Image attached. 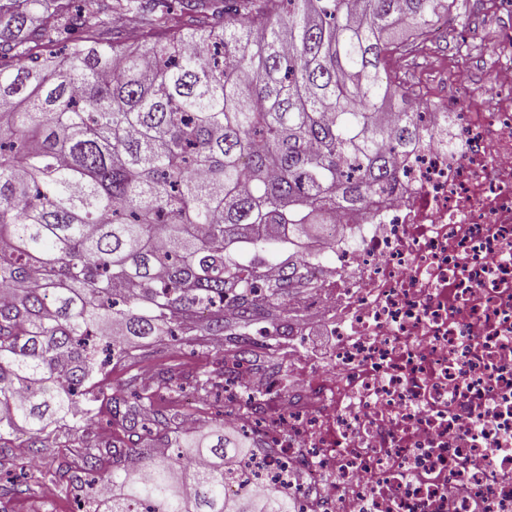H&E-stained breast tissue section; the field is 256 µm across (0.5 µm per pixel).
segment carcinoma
<instances>
[{"label":"carcinoma","mask_w":512,"mask_h":512,"mask_svg":"<svg viewBox=\"0 0 512 512\" xmlns=\"http://www.w3.org/2000/svg\"><path fill=\"white\" fill-rule=\"evenodd\" d=\"M0 0V436L96 417L108 367L206 312L253 356L309 258L262 281L272 243L328 242L332 214L368 208L423 133L390 63L422 48L447 0ZM132 12L140 34L102 19ZM404 28L410 41L390 34ZM111 397L131 447L89 444L104 492L86 512H295L275 492L226 490L253 452L218 431L170 452L148 389ZM112 464L107 468L106 464ZM31 489L17 474L0 495Z\"/></svg>","instance_id":"obj_1"}]
</instances>
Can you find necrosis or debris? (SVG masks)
I'll return each instance as SVG.
<instances>
[{
	"label": "necrosis or debris",
	"instance_id": "4bbe7bcc",
	"mask_svg": "<svg viewBox=\"0 0 512 512\" xmlns=\"http://www.w3.org/2000/svg\"><path fill=\"white\" fill-rule=\"evenodd\" d=\"M495 100L425 99L424 138L370 210L340 212L333 260L312 262L327 355L287 346L294 382L231 375L227 419L256 436L229 489L296 512H512V38ZM450 140H443V133Z\"/></svg>",
	"mask_w": 512,
	"mask_h": 512
}]
</instances>
